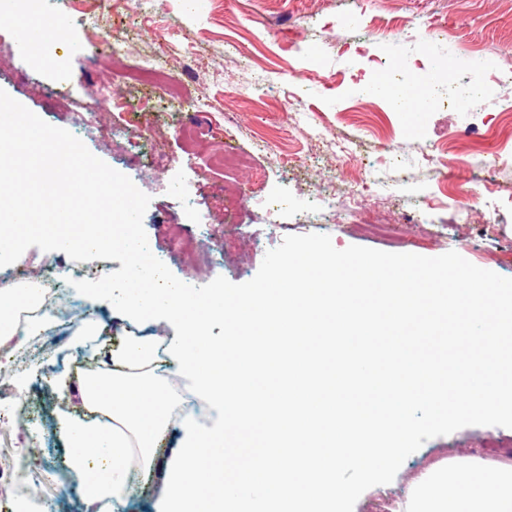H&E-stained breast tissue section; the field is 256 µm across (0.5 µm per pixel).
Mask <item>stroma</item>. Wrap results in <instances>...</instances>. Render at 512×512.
<instances>
[{"instance_id":"stroma-1","label":"stroma","mask_w":512,"mask_h":512,"mask_svg":"<svg viewBox=\"0 0 512 512\" xmlns=\"http://www.w3.org/2000/svg\"><path fill=\"white\" fill-rule=\"evenodd\" d=\"M63 21L67 41L50 38L25 54L15 27L0 21V103L33 114L45 135L71 144L95 170L120 181L137 175L132 231L187 292L212 287L219 274L225 296L242 299L274 281L275 263L323 254L406 256L428 270L448 266L452 280L466 270L512 282V85L493 79L512 67V0H196L191 8L186 0H73ZM435 27L445 30L436 40ZM109 31L128 47L124 68L91 56ZM147 58L201 110L132 81ZM381 73L429 77L461 93L482 88L483 109L462 112L439 99L410 125L370 93ZM108 85L125 107L101 105ZM46 89L127 140L75 136L72 112L48 103ZM491 137L507 161L495 167L497 189L468 214L464 205L492 165ZM225 147L244 160L233 192L211 156ZM443 155L452 163L445 173ZM325 195L333 216L311 220ZM370 215L390 218L396 233L373 231L363 222ZM23 251L36 279L58 278L73 263L37 233ZM72 333L42 327L14 353L39 352L42 368L60 355L74 361ZM63 407L45 376L21 391L0 383V470L16 469L26 450L40 472H64L54 432ZM408 415L414 432L382 466L337 469L344 495L336 512H392L410 480L444 456L512 455L511 418L451 412L426 424L422 409ZM180 437L175 429L159 442L152 490L129 512H156Z\"/></svg>"}]
</instances>
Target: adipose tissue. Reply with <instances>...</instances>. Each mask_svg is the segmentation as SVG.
Returning <instances> with one entry per match:
<instances>
[{"mask_svg": "<svg viewBox=\"0 0 512 512\" xmlns=\"http://www.w3.org/2000/svg\"><path fill=\"white\" fill-rule=\"evenodd\" d=\"M370 91L396 111L421 113L436 87L390 85L379 78ZM9 115L0 120V150L13 169L43 161L47 173L24 183L0 178V258L22 259L16 239L24 226L5 199L25 197L40 206L59 172L75 191L45 231L50 247L88 260L110 246L129 252L131 238L122 230L131 213L125 194L107 207L85 204L88 162L60 160L61 141L45 140L26 113L13 108ZM460 279L461 287L450 291L429 271L410 282L388 277L371 259L339 264L312 258L290 267L287 285L270 284L235 305L219 285L202 296L187 294L157 266L120 287L102 275L77 289L83 306L110 308L148 329L107 359L97 343L103 326L95 317L82 319L77 330L97 370L76 389L80 411L59 413L57 429L82 512H125L136 483L150 485L154 450L174 426L184 434V451L166 467L159 512H224L228 500L235 512H323L339 492L330 479L338 467L379 466L404 446L411 432L405 406L438 415L450 406L451 394V407L466 415L512 412V383L506 380L512 374V304L503 303L505 289L478 276L465 272ZM44 303L45 291L37 286L0 289V352L34 332ZM217 317L228 318L231 328L219 342L209 334ZM393 317L415 334L432 320L448 319L458 336L481 334L487 345L473 351L463 369L449 366L439 349L421 352L419 366L432 386L428 396L418 392L411 374L372 405L362 404L353 390L338 392L335 376L344 362L330 351V337L345 335L350 325L364 329ZM162 320L178 324V336L150 332ZM269 336L287 337L292 360L302 363L306 375L320 376L322 384L313 390L320 410L285 396L287 379L269 371L240 385L241 364L255 363L258 346ZM193 402L218 411L220 424L199 426L189 409ZM228 425L237 428L238 452L246 457L240 468L210 451ZM393 512H512V458L442 459L414 479Z\"/></svg>", "mask_w": 512, "mask_h": 512, "instance_id": "obj_1", "label": "adipose tissue"}]
</instances>
